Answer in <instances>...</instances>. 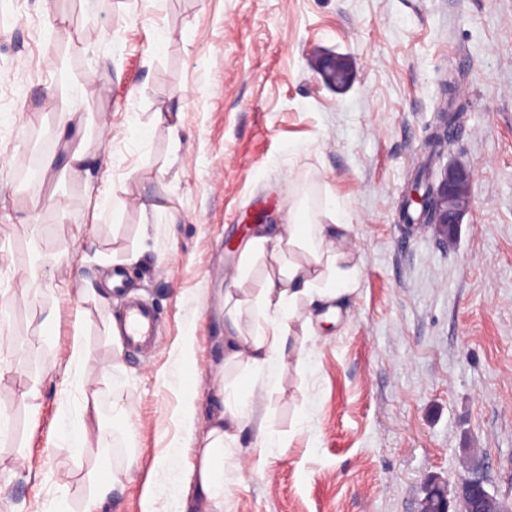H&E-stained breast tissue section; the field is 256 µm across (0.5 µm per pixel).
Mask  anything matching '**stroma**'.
<instances>
[{
	"mask_svg": "<svg viewBox=\"0 0 512 512\" xmlns=\"http://www.w3.org/2000/svg\"><path fill=\"white\" fill-rule=\"evenodd\" d=\"M324 53L348 58L349 88L323 83ZM451 96L461 135L428 158ZM65 104L87 174L25 172L58 151ZM426 161L475 172L448 240L399 218ZM299 209L348 225L349 289L303 368L256 391L293 440L257 474L242 434L224 512H419L428 480L474 467L512 503V0H0V512L55 497L82 512L115 471L102 512H143L171 445L198 447L223 408L240 243ZM118 266L160 313L134 352L110 330L116 292L86 291ZM78 331L89 359L69 390ZM90 396L101 414L76 453L59 423Z\"/></svg>",
	"mask_w": 512,
	"mask_h": 512,
	"instance_id": "obj_1",
	"label": "stroma"
}]
</instances>
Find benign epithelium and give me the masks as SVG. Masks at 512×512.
I'll list each match as a JSON object with an SVG mask.
<instances>
[{
  "label": "benign epithelium",
  "mask_w": 512,
  "mask_h": 512,
  "mask_svg": "<svg viewBox=\"0 0 512 512\" xmlns=\"http://www.w3.org/2000/svg\"><path fill=\"white\" fill-rule=\"evenodd\" d=\"M315 70L326 86L336 89L349 85L352 73L346 65L336 59L334 54H322L315 63ZM473 171L462 164H449L437 183H431L430 192L420 193L409 186L406 197L410 204L420 207L425 214L424 223L435 225L437 231L452 236L463 217L472 210L471 184ZM457 498L470 503L469 512H490L488 503L497 500L490 492L486 480L476 470L464 479L457 491ZM420 512H450L447 485L429 481L424 488Z\"/></svg>",
  "instance_id": "benign-epithelium-1"
}]
</instances>
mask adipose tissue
<instances>
[{"label": "adipose tissue", "instance_id": "1", "mask_svg": "<svg viewBox=\"0 0 512 512\" xmlns=\"http://www.w3.org/2000/svg\"><path fill=\"white\" fill-rule=\"evenodd\" d=\"M343 231L339 223L296 220L274 228L258 227L245 242L246 262L268 256L277 264L256 291L246 292L237 275L224 288V371L243 377L249 392L240 395L225 389L224 407L214 416L196 463L186 471H171L168 491L174 500H181L185 485L190 484L209 512H224L230 493L224 458L227 450L237 447L242 434L248 430L256 434L252 464L256 472L266 466L269 448L285 447V440L259 419L251 390L276 368L303 366L305 341L313 325L301 319L299 311L317 300L332 302L343 293V254L334 247ZM247 319L252 322L248 330L243 327Z\"/></svg>", "mask_w": 512, "mask_h": 512}]
</instances>
